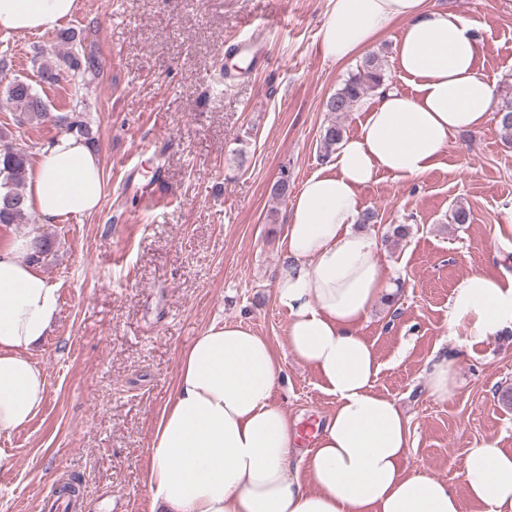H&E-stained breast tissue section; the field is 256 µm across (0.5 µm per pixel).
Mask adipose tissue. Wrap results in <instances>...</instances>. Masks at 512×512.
Masks as SVG:
<instances>
[{
  "label": "adipose tissue",
  "instance_id": "1",
  "mask_svg": "<svg viewBox=\"0 0 512 512\" xmlns=\"http://www.w3.org/2000/svg\"><path fill=\"white\" fill-rule=\"evenodd\" d=\"M77 0H0V31L42 34L69 20ZM409 90L379 89L356 136L343 139L287 209L288 245L274 297L288 312L289 353L311 366L336 409L314 448L274 401L281 367L252 329L212 321L181 354L172 397L151 433L145 486L153 512H512V454L487 444L460 464L465 495L411 469L410 423L374 389L376 353L358 327L389 291L375 234L358 229L359 191L384 172L418 178L459 131L489 123L493 85L477 69L475 24L428 0H329L324 58L363 54L391 22ZM107 180L98 151L63 134L28 171V205L45 223L98 213ZM36 235L0 246V435L23 429L48 386L31 353L48 335L59 290L28 261ZM449 327L475 345L512 331V277L475 270L455 288ZM303 464L309 483L293 471Z\"/></svg>",
  "mask_w": 512,
  "mask_h": 512
}]
</instances>
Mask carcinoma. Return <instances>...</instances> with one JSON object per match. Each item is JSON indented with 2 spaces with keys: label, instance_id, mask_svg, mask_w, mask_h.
I'll list each match as a JSON object with an SVG mask.
<instances>
[{
  "label": "carcinoma",
  "instance_id": "1",
  "mask_svg": "<svg viewBox=\"0 0 512 512\" xmlns=\"http://www.w3.org/2000/svg\"><path fill=\"white\" fill-rule=\"evenodd\" d=\"M37 73L45 83L60 79L62 71L68 69L83 74L100 73L99 59L92 53L65 51L55 57L41 55L33 60ZM386 84V60L376 51L367 53L361 64L342 83L326 102L329 112H350L370 93ZM501 103L495 112L497 128L503 139L512 141V82L502 85ZM6 105L17 113L20 125H40L49 118L48 104L27 81L14 78L5 87ZM54 122L64 132L85 138L90 144L96 140L83 112L59 114ZM344 137V128L332 122L320 132L321 158L327 159ZM28 171V154L6 132H0V224L27 223L29 207L26 205L25 184Z\"/></svg>",
  "mask_w": 512,
  "mask_h": 512
}]
</instances>
